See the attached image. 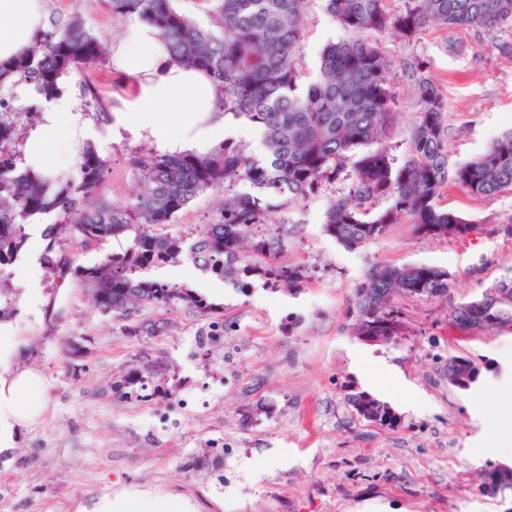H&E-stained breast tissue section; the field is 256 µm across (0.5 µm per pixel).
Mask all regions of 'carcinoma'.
Returning a JSON list of instances; mask_svg holds the SVG:
<instances>
[{"instance_id": "obj_1", "label": "carcinoma", "mask_w": 512, "mask_h": 512, "mask_svg": "<svg viewBox=\"0 0 512 512\" xmlns=\"http://www.w3.org/2000/svg\"><path fill=\"white\" fill-rule=\"evenodd\" d=\"M210 24L202 26L180 12L176 0H106L112 14L136 17L153 25L169 60L205 72L224 90V115L245 119L263 134L265 154L253 157L237 141L224 140L220 151L201 156L183 152L134 155L130 166L139 193L134 202L114 206L100 201L84 205L98 193L107 161L90 145L79 154V181L32 176L17 168L9 145L15 126L11 113L0 111V273L11 265L26 241L24 223L57 213L63 220L46 228L49 244L44 262L53 277L72 279L92 293L100 311L129 321L133 305L212 311L207 299L185 286L145 276L149 270L180 258L239 288L262 268L265 285L299 286L298 266L274 262L280 251L275 234L258 237L252 255L241 250L242 227L266 223L267 213L282 198L302 200L325 182L350 180L347 196L325 212L324 231L346 246L380 239L392 224L405 220L422 236L465 237L471 225L438 205L449 184L476 197L512 191V132L496 137L476 159L455 164L448 157L447 103L422 62L409 65L417 90L418 111L409 156L395 167L371 145L394 124V95L385 57L365 33L395 30L405 38L429 25L462 27L481 23L512 28V0H409L392 14L386 0H324L326 11L346 36L324 46L317 78L301 84L297 67L307 0H203ZM98 38L75 17L64 27L44 32L14 60L0 62V89L30 85L49 101L71 69L105 62ZM245 182L250 191L224 202L215 221L199 229L186 244L166 231L177 215L201 193L226 183ZM385 199L390 205L373 210ZM77 214L75 222L68 216ZM87 247L119 237L130 240L122 253L97 265L75 266L64 251H55L59 230ZM449 274L428 265L377 267L355 288L354 329L368 341L400 335L397 295L445 299ZM451 325L465 336L512 324V283L501 282L481 296L451 308ZM481 367L459 355L448 356V382L468 388ZM360 416L393 423L390 408L364 394L352 396ZM489 494L512 489V467L485 470Z\"/></svg>"}]
</instances>
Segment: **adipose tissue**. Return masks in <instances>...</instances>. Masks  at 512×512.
Listing matches in <instances>:
<instances>
[{
    "mask_svg": "<svg viewBox=\"0 0 512 512\" xmlns=\"http://www.w3.org/2000/svg\"><path fill=\"white\" fill-rule=\"evenodd\" d=\"M46 28L44 0H0V62L12 60ZM111 63L137 91L113 111L110 133L149 135L163 153L203 154L223 140L222 89L205 73L170 63L156 28L139 20L129 23L112 48ZM60 130L66 133L71 155L99 137L69 98H60L44 111L25 167L45 177L56 174L48 145ZM21 346L15 319L0 317V455L15 448L22 428L37 421L44 409L40 374L17 363Z\"/></svg>",
    "mask_w": 512,
    "mask_h": 512,
    "instance_id": "obj_1",
    "label": "adipose tissue"
}]
</instances>
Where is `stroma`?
Returning <instances> with one entry per match:
<instances>
[{"instance_id": "stroma-1", "label": "stroma", "mask_w": 512, "mask_h": 512, "mask_svg": "<svg viewBox=\"0 0 512 512\" xmlns=\"http://www.w3.org/2000/svg\"><path fill=\"white\" fill-rule=\"evenodd\" d=\"M46 9L49 27L78 17L107 46L127 24L103 0H46ZM342 35L323 0H308L303 81L315 77L324 45ZM371 38L392 68L396 118L382 146L395 164L408 156L416 119L406 69L415 60L427 64L448 102L451 161L472 160L512 131V30L472 24ZM133 91L107 63L75 70L62 83L63 94L103 132L95 142L109 162L102 193L116 206L138 192L130 157L155 149L149 139L104 132L113 107ZM347 189L342 180L325 185L267 217L280 233L279 261L306 270L301 286L274 291L256 276L243 290L196 269L186 284L213 312L136 307L137 321L161 325L154 335H125L88 289L56 286L41 270V317H19L18 363L41 374L44 411L11 455L0 457V512H97L106 497L116 507L170 500L188 512H512V491L481 488L488 465L501 461L492 438L499 410L483 383H512V333L489 329L461 341L448 323L451 305L512 282V192L477 198L449 186L442 203L472 224L467 236L423 237L403 222L351 248L323 231L329 201ZM227 195L224 188L200 194L169 232L196 234ZM421 264L449 273L450 300L397 297L400 336H357L354 288L369 269ZM216 320L224 324L223 348L193 345ZM74 346L79 356H71ZM452 355L482 365L468 389L448 381ZM192 359L224 371L207 407L184 408L172 396L151 408L112 389L133 365L159 362L171 374ZM357 393L387 404L395 423L361 418L351 403ZM155 409L173 413L180 427L154 431ZM214 437L223 438V449L211 447ZM194 457L208 467L188 468Z\"/></svg>"}]
</instances>
